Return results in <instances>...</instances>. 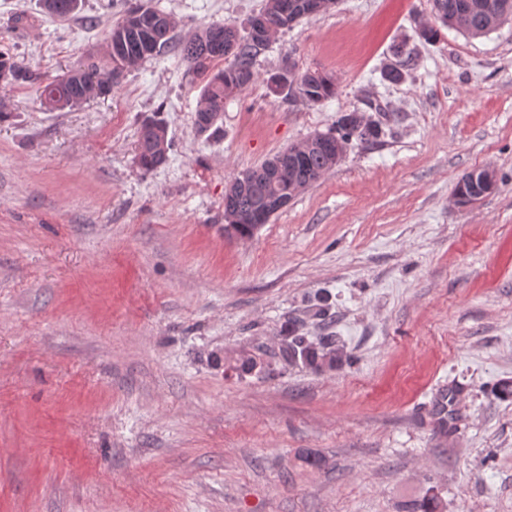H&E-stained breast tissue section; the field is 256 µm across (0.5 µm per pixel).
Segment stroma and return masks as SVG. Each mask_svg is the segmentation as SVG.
Here are the masks:
<instances>
[{"label":"stroma","instance_id":"obj_1","mask_svg":"<svg viewBox=\"0 0 512 512\" xmlns=\"http://www.w3.org/2000/svg\"><path fill=\"white\" fill-rule=\"evenodd\" d=\"M263 0H83L51 17L0 0V50L47 82L107 48L131 6L174 37L246 30ZM430 0H337L278 34L256 82L200 135L176 51L111 95L47 110L0 85V512H403L435 482L443 512H512V23L478 38ZM406 45L403 82L383 71ZM321 69V104L270 93L285 59ZM383 134L252 237L224 233V190L341 114ZM160 113L173 149L135 162ZM495 172L477 203L461 176ZM328 297L330 321L304 312ZM353 363L286 366L289 321ZM260 360L233 371L240 352ZM468 172L465 173L457 183L455 190V202L458 206H465L469 203L472 196L475 194H479L482 192H486L483 196H486L488 193L492 191L494 188V184L496 183V179L493 182V187L490 189L489 185L483 182V175L486 171L481 170L476 179V183L474 184L471 176L476 172Z\"/></svg>","mask_w":512,"mask_h":512}]
</instances>
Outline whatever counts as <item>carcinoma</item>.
Instances as JSON below:
<instances>
[{
    "label": "carcinoma",
    "mask_w": 512,
    "mask_h": 512,
    "mask_svg": "<svg viewBox=\"0 0 512 512\" xmlns=\"http://www.w3.org/2000/svg\"><path fill=\"white\" fill-rule=\"evenodd\" d=\"M484 2L489 4L486 12L476 7L477 0H432V12L434 19L443 26L455 28L467 36L481 37L512 18V0ZM41 4L48 15L67 16L78 11L80 0H41ZM310 4L311 0H264L260 13L273 18V33H282L309 17ZM174 29L170 16L161 10L142 6L129 8L110 29L106 55L91 58L80 68L40 85V101L51 110H62L110 95L112 87L131 67L172 48ZM268 44L267 36L258 37L251 30L243 35L235 25L219 22L202 27L179 44L188 73L201 86L195 113L198 131L210 136L223 131L219 121L224 112V100L255 81L256 58ZM396 54L405 57V61L386 71L385 77L392 83L402 80L405 67L412 61L411 51L402 46ZM34 80L33 73L23 62L0 51L1 84L22 85ZM290 82L296 84L298 95L311 104L322 103L336 93L335 79L319 70L295 72ZM378 136L376 123L348 122L343 115L336 130L321 134V139L288 157V177L274 178L264 163L242 171L225 188V223H230V216L235 213H258L263 223H269L272 214L266 206L271 197L278 194L295 198L338 164V152L355 144L371 143ZM162 143L171 147L167 124L156 117L143 119L135 155L139 168L152 171L164 164L155 153ZM483 175L481 171L473 180L472 173L468 172L460 178L455 190L457 205L465 206L472 196L491 192L489 185L483 182ZM280 343L284 360H300L315 370L334 368L346 358L336 337L311 338L294 325L283 331ZM406 512H442V503L434 488L428 487L407 505Z\"/></svg>",
    "instance_id": "carcinoma-1"
}]
</instances>
